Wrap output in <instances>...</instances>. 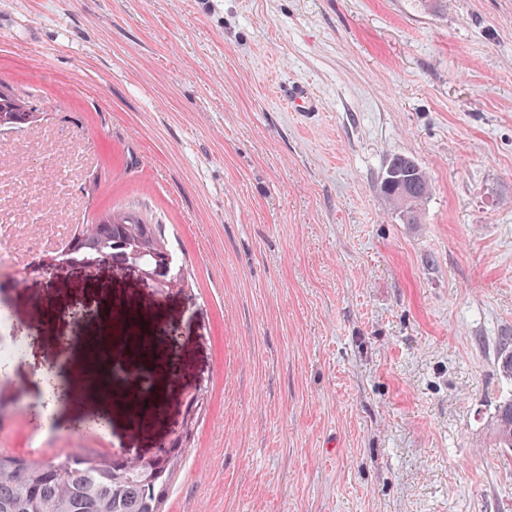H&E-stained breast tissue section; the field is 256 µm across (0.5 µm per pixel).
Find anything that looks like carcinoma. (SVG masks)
Wrapping results in <instances>:
<instances>
[{
  "label": "carcinoma",
  "mask_w": 512,
  "mask_h": 512,
  "mask_svg": "<svg viewBox=\"0 0 512 512\" xmlns=\"http://www.w3.org/2000/svg\"><path fill=\"white\" fill-rule=\"evenodd\" d=\"M24 128L42 123L44 115L13 93L0 91V120ZM380 191L406 224H417L431 194L426 171L412 158H392L380 181ZM148 258L170 248L162 225L146 224L136 214L99 213L92 227H76L60 258L104 262L117 245ZM499 370L512 380V339L500 344ZM494 441L512 448V397L496 405L492 422ZM186 446L173 448L154 465H132L118 470L112 459L92 449L75 448L53 459L27 460L0 453V512H165L173 479L181 470Z\"/></svg>",
  "instance_id": "1"
}]
</instances>
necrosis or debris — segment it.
Instances as JSON below:
<instances>
[{
  "instance_id": "obj_1",
  "label": "necrosis or debris",
  "mask_w": 512,
  "mask_h": 512,
  "mask_svg": "<svg viewBox=\"0 0 512 512\" xmlns=\"http://www.w3.org/2000/svg\"><path fill=\"white\" fill-rule=\"evenodd\" d=\"M71 129L42 125L23 137L0 135V271L12 270L36 250L70 244L85 202L78 190L89 167L90 155L72 150ZM42 161L37 182L20 178L19 160ZM84 386L71 399L82 403L108 400L120 379L107 352L97 366L85 369Z\"/></svg>"
}]
</instances>
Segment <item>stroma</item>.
<instances>
[{
  "mask_svg": "<svg viewBox=\"0 0 512 512\" xmlns=\"http://www.w3.org/2000/svg\"><path fill=\"white\" fill-rule=\"evenodd\" d=\"M275 76L322 110L284 109ZM1 89L95 151L87 217L164 225L192 278L0 272V308L72 374L120 299L179 365L155 421L54 404L60 447L149 459L199 395L167 512H512L490 429L512 396V0H0ZM399 155L431 179L418 224L379 189ZM45 399L0 363V447ZM92 414L107 437L78 432Z\"/></svg>",
  "mask_w": 512,
  "mask_h": 512,
  "instance_id": "35a3bbf8",
  "label": "stroma"
}]
</instances>
